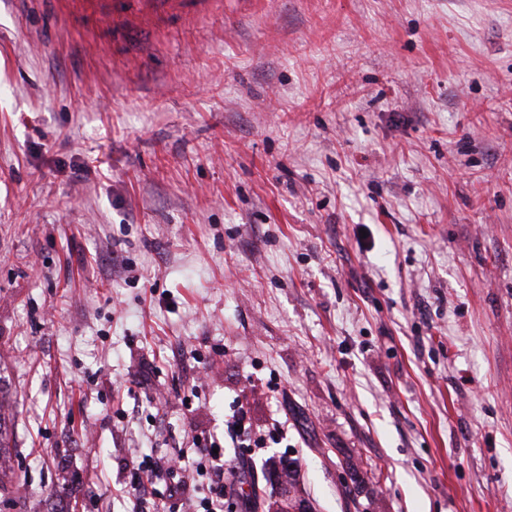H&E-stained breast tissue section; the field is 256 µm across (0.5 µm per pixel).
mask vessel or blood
<instances>
[{"label": "vessel or blood", "instance_id": "vessel-or-blood-1", "mask_svg": "<svg viewBox=\"0 0 512 512\" xmlns=\"http://www.w3.org/2000/svg\"><path fill=\"white\" fill-rule=\"evenodd\" d=\"M85 10L112 23L122 39H134L151 21L179 12L182 0H82Z\"/></svg>", "mask_w": 512, "mask_h": 512}]
</instances>
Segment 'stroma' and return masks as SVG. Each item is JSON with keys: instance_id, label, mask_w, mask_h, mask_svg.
Segmentation results:
<instances>
[{"instance_id": "1", "label": "stroma", "mask_w": 512, "mask_h": 512, "mask_svg": "<svg viewBox=\"0 0 512 512\" xmlns=\"http://www.w3.org/2000/svg\"><path fill=\"white\" fill-rule=\"evenodd\" d=\"M239 398L312 512H512V0H0V512ZM81 3L85 10L111 22L117 34L129 41L151 20L177 13L183 6L182 0H83Z\"/></svg>"}]
</instances>
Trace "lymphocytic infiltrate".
<instances>
[{
	"label": "lymphocytic infiltrate",
	"mask_w": 512,
	"mask_h": 512,
	"mask_svg": "<svg viewBox=\"0 0 512 512\" xmlns=\"http://www.w3.org/2000/svg\"><path fill=\"white\" fill-rule=\"evenodd\" d=\"M286 432L281 423L265 429L254 428L244 404L234 405L224 417V443L199 435L193 436L190 453L174 458L163 456H135L130 463L139 473L161 475L168 479L171 494L180 501V512H217L227 507L228 512H254L253 502L244 496L237 475L251 465L253 455L271 444H281ZM210 475L211 498L198 499L189 495L191 475L196 471Z\"/></svg>",
	"instance_id": "1"
}]
</instances>
